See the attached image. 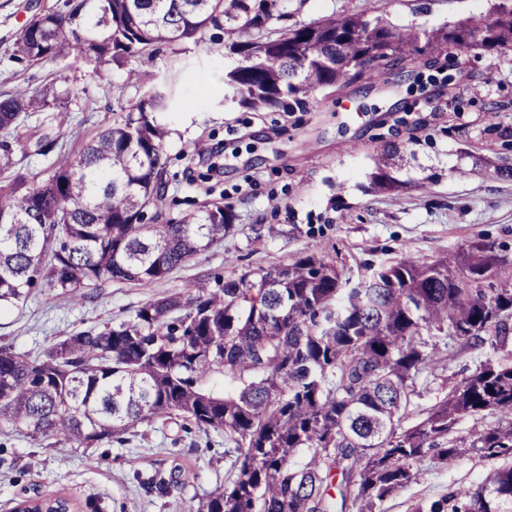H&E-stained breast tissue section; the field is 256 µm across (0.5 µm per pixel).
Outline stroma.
Wrapping results in <instances>:
<instances>
[{
    "label": "stroma",
    "instance_id": "stroma-1",
    "mask_svg": "<svg viewBox=\"0 0 512 512\" xmlns=\"http://www.w3.org/2000/svg\"><path fill=\"white\" fill-rule=\"evenodd\" d=\"M55 0H0V94L53 85L63 112H36L13 131L18 169L47 178L54 165L98 132L120 122L146 89L173 85L163 115L168 189L164 219L207 200L233 207V227L220 243L168 278L106 285L80 302L46 301L42 289L0 311V344L36 354L59 337L130 319L146 300L190 295L196 282L258 278L308 252L333 261L357 283L370 270L400 258L430 261L493 243L505 262L491 287L512 285V180L493 164H512V51L505 56L423 57L416 79L385 84L357 81L314 94L304 110L252 112L224 100V72L237 56L224 51L222 30L200 43L156 46L129 67L63 60L30 65L13 53L26 23ZM492 0H288L298 20L336 13L382 16L397 24L438 26L488 13ZM137 68L142 83L128 81ZM403 147L393 174L396 192L371 187L381 141ZM468 168L457 178L454 166ZM488 349L456 345L418 380L404 426L469 376ZM224 437L184 432L165 421L140 428L128 442L90 448L37 445L0 429V512H17L31 498H63L71 512H188L198 498L223 490L230 462ZM506 458L470 455L455 464L429 462L417 479L380 506L416 512L449 488L468 486Z\"/></svg>",
    "mask_w": 512,
    "mask_h": 512
}]
</instances>
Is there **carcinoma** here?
<instances>
[{
  "label": "carcinoma",
  "mask_w": 512,
  "mask_h": 512,
  "mask_svg": "<svg viewBox=\"0 0 512 512\" xmlns=\"http://www.w3.org/2000/svg\"><path fill=\"white\" fill-rule=\"evenodd\" d=\"M283 2L58 0L26 24L14 53L36 64L120 67L158 43L197 44L218 27L239 56L224 74L231 103L293 112L317 92L378 82L421 56L512 51V0L431 28L361 13L290 25ZM59 108L49 87L1 95L0 131ZM167 110L165 91L149 89L123 122L38 183L0 147V170H14L0 186V303L17 305L34 288L47 289L48 301H79L106 283L159 281L224 240L233 213L222 201L145 222L165 196ZM400 153L380 145L379 190L399 188L387 168ZM502 264L493 244L474 241L459 257L402 258L351 287L333 262L308 253L256 280L200 282L186 298L147 300L127 321L70 334L36 355L1 345L0 424L39 445L89 448L177 419L228 444V483L190 512H376L430 459L512 457V288H483ZM459 341L496 358L403 427L418 376ZM217 374L224 388L207 387ZM497 413L496 425L456 435L462 419ZM418 512H512V465Z\"/></svg>",
  "instance_id": "carcinoma-1"
}]
</instances>
